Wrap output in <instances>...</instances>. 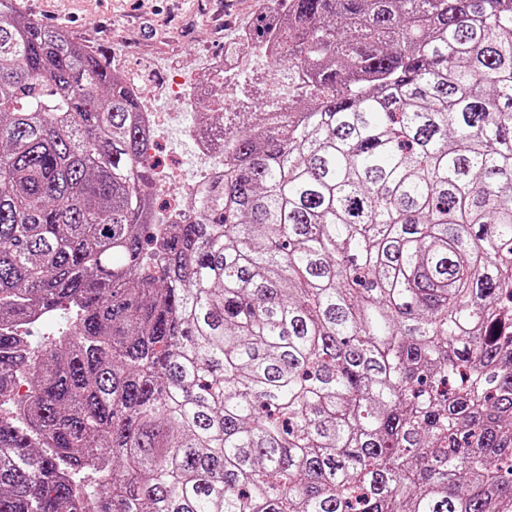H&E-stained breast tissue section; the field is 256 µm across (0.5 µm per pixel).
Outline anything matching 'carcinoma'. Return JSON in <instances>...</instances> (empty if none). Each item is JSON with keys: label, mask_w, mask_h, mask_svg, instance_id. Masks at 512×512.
Segmentation results:
<instances>
[{"label": "carcinoma", "mask_w": 512, "mask_h": 512, "mask_svg": "<svg viewBox=\"0 0 512 512\" xmlns=\"http://www.w3.org/2000/svg\"><path fill=\"white\" fill-rule=\"evenodd\" d=\"M273 2L309 84L167 226L130 85L0 0V512H512V0Z\"/></svg>", "instance_id": "carcinoma-1"}]
</instances>
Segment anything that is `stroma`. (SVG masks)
Returning a JSON list of instances; mask_svg holds the SVG:
<instances>
[{"instance_id": "stroma-1", "label": "stroma", "mask_w": 512, "mask_h": 512, "mask_svg": "<svg viewBox=\"0 0 512 512\" xmlns=\"http://www.w3.org/2000/svg\"><path fill=\"white\" fill-rule=\"evenodd\" d=\"M22 10L47 26H62L98 50L116 68L143 84L171 79L183 69L223 52L242 29L255 28L265 14L258 0H18ZM233 109L251 112L270 95L264 62L240 72L232 83ZM161 133L156 154L177 169L191 163V129Z\"/></svg>"}]
</instances>
